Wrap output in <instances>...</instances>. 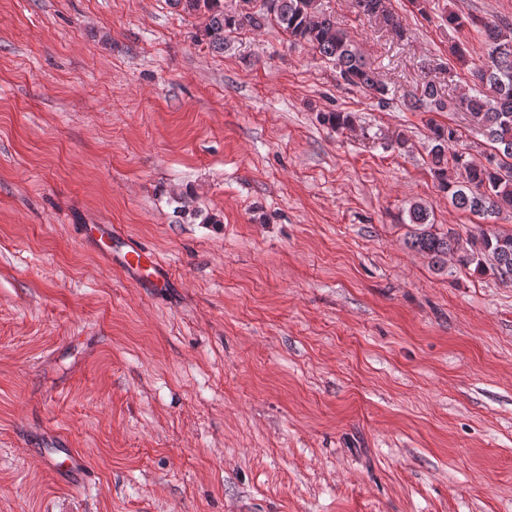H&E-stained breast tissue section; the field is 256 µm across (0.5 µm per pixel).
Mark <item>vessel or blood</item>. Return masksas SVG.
Wrapping results in <instances>:
<instances>
[{
    "instance_id": "vessel-or-blood-1",
    "label": "vessel or blood",
    "mask_w": 512,
    "mask_h": 512,
    "mask_svg": "<svg viewBox=\"0 0 512 512\" xmlns=\"http://www.w3.org/2000/svg\"><path fill=\"white\" fill-rule=\"evenodd\" d=\"M83 238L94 251L126 277L144 288L166 287L169 270L150 252L127 244L124 236L109 224H88ZM45 459L54 469L67 476L83 475L84 458L65 445L56 444L44 451Z\"/></svg>"
}]
</instances>
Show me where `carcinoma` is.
<instances>
[{
    "mask_svg": "<svg viewBox=\"0 0 512 512\" xmlns=\"http://www.w3.org/2000/svg\"><path fill=\"white\" fill-rule=\"evenodd\" d=\"M250 8L226 14L220 0H173L187 14L208 13L205 36L214 50L224 49V32L250 27L259 29L272 20L294 43L306 44L331 61L338 77L345 83L384 96L386 86L375 76L354 45L347 31L334 16L320 10L317 0H246ZM355 7L366 16L381 20L397 34L401 23L390 8V0H355ZM490 45L489 61L473 72L474 87L467 97L473 121L494 144L502 146L503 158L494 162L475 163L466 153L453 148L456 132L438 125L431 126V161L441 188L459 209L485 217H495L512 210V24H485ZM440 111L445 103L437 87L425 85L422 97L411 103L414 109L425 106ZM322 122L339 130L352 125L345 112H325ZM410 223L419 226L410 246L439 264L455 256L465 267L475 265L482 273L500 279H512V233H481L464 242L450 230L433 233L427 207L414 203L409 208Z\"/></svg>",
    "mask_w": 512,
    "mask_h": 512,
    "instance_id": "cac0c4a2",
    "label": "carcinoma"
}]
</instances>
